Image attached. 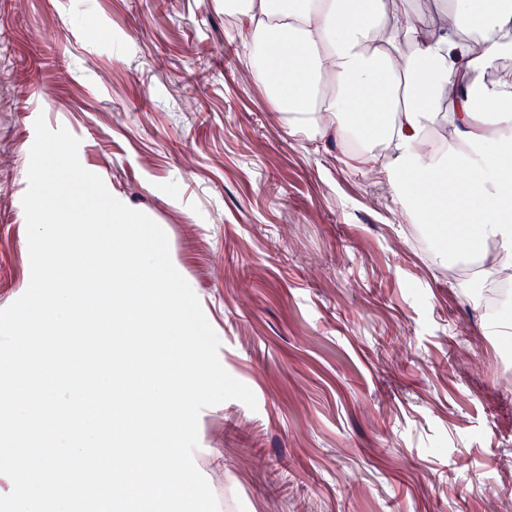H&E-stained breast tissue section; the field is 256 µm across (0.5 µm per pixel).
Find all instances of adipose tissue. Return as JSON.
<instances>
[{"label": "adipose tissue", "instance_id": "obj_1", "mask_svg": "<svg viewBox=\"0 0 512 512\" xmlns=\"http://www.w3.org/2000/svg\"><path fill=\"white\" fill-rule=\"evenodd\" d=\"M289 134L355 142L449 266L512 280V0H224Z\"/></svg>", "mask_w": 512, "mask_h": 512}]
</instances>
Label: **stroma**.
<instances>
[{
	"label": "stroma",
	"mask_w": 512,
	"mask_h": 512,
	"mask_svg": "<svg viewBox=\"0 0 512 512\" xmlns=\"http://www.w3.org/2000/svg\"><path fill=\"white\" fill-rule=\"evenodd\" d=\"M242 39L224 0H0V309L30 281L41 116L165 231L256 397L199 416L219 512H512V366L480 289L348 144L289 135Z\"/></svg>",
	"instance_id": "35a3bbf8"
}]
</instances>
